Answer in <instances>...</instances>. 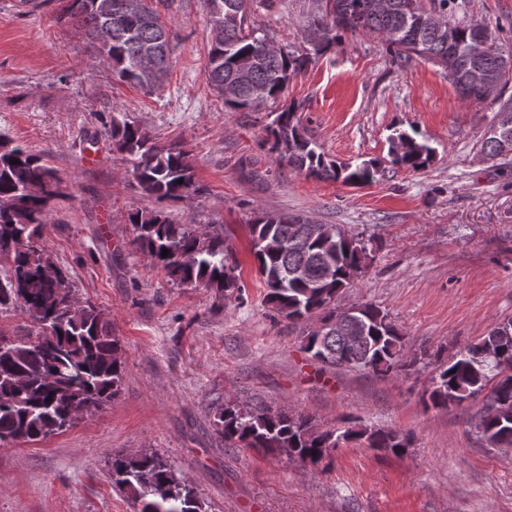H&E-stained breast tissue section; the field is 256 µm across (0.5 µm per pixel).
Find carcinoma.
Instances as JSON below:
<instances>
[{"label": "carcinoma", "mask_w": 512, "mask_h": 512, "mask_svg": "<svg viewBox=\"0 0 512 512\" xmlns=\"http://www.w3.org/2000/svg\"><path fill=\"white\" fill-rule=\"evenodd\" d=\"M122 0H112L104 16L95 0H70L58 21L84 32L112 64L122 81L154 89L166 76L170 34L159 11L148 3L140 17L118 12ZM249 0H207L212 27L220 30L207 52L210 84L224 107L259 111L281 98L294 75L310 58L339 45L346 34L377 36L400 63L423 60L440 67L459 90L462 100L497 107L493 123L501 135L482 139L480 152L502 157V137L512 141V95L487 100L475 83L483 73L505 65L512 68V47L476 43L478 18L459 15L464 4L451 0H325V9L311 23L323 26V42L305 51L269 52L265 38L246 27ZM158 46L153 69H138L143 48ZM113 147L126 156L133 176L146 195L159 202L176 201L200 191L190 152L181 144L162 145L148 132L114 116L110 120ZM262 144L286 165L307 178L340 180L364 186L375 180L380 163L357 167L326 158L307 133L293 106L284 104L266 127ZM393 165L413 171L424 168L434 150L416 135L400 132L390 138ZM17 163H11V160ZM60 179L45 158L0 139V307L19 303L39 327L35 338H0V442L17 437L33 443L61 432L79 416L110 401L121 386L124 362L120 339L101 309L76 305L62 292L64 272L42 241L53 202L61 195ZM136 250L162 267L178 285L202 286L216 295L245 304L239 262L232 257L224 230L203 235L191 223L170 221L161 210L129 217ZM258 274L266 288V303L278 316L304 326L303 349L328 367H349L388 375L414 366L403 361L404 336L388 313L362 302L364 328L355 333L348 321L336 326L340 292L355 287L373 260V249L354 236L322 237L292 215L259 214L247 225ZM169 250L162 257V250ZM508 330L497 329L460 348L438 364L427 392L436 408L471 398L490 389L493 407L481 406L475 428L494 447L512 445V318ZM224 441L244 448L272 451L290 448L294 460L314 470L329 461L343 443L405 453L411 437L394 429L357 422L341 429L324 428L288 409L274 412L227 403L216 414ZM112 482L131 500L134 512H204L195 488L160 457H112Z\"/></svg>", "instance_id": "1"}]
</instances>
